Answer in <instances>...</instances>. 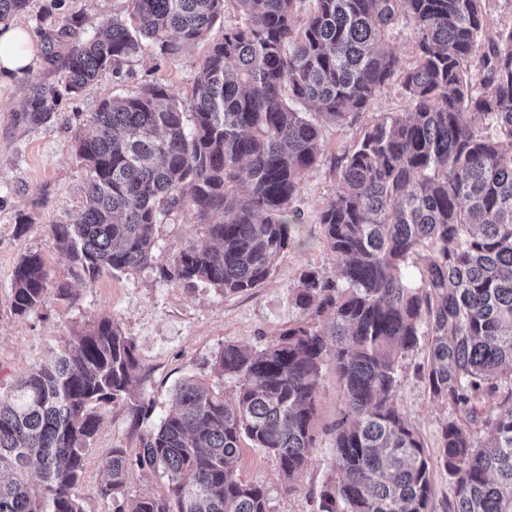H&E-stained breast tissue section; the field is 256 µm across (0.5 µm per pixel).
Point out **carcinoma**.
Segmentation results:
<instances>
[{"label": "carcinoma", "mask_w": 512, "mask_h": 512, "mask_svg": "<svg viewBox=\"0 0 512 512\" xmlns=\"http://www.w3.org/2000/svg\"><path fill=\"white\" fill-rule=\"evenodd\" d=\"M225 0H134L68 52L61 86L34 87L17 119L48 120L109 68L154 47L174 55L206 39ZM240 24L211 43L185 110L157 83L101 101L76 137L88 174L73 224L50 231L77 278L154 267L159 278L224 294L271 275L293 241L291 205L319 157L321 124L369 110L394 81L406 108L376 121L338 163L336 198L319 213L338 277L308 270L294 289L301 320L250 351L224 345L211 374L181 383L173 408L139 448L112 449L96 493L114 512H270L268 490L237 476L244 441L278 462L284 489L316 441L325 366L344 398L331 426L333 475L317 512H434L435 469L448 473L444 512H512V24L489 35L488 0H235ZM28 0H0V22ZM414 59L391 45L401 16ZM189 210L203 233L167 262L158 227ZM420 263L421 284L404 275ZM52 282L24 255L15 314L42 308ZM427 341L431 401L451 407L431 456L395 403L401 361ZM142 377L133 342L109 316L66 340L0 397V512H83L76 489L100 410L129 399ZM489 429L491 441L479 436ZM166 486L127 498L132 467ZM36 469L39 481L26 474Z\"/></svg>", "instance_id": "obj_1"}]
</instances>
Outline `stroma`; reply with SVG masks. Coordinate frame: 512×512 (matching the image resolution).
Instances as JSON below:
<instances>
[{
	"label": "stroma",
	"mask_w": 512,
	"mask_h": 512,
	"mask_svg": "<svg viewBox=\"0 0 512 512\" xmlns=\"http://www.w3.org/2000/svg\"><path fill=\"white\" fill-rule=\"evenodd\" d=\"M132 11V0H29L18 17L37 37L42 52L24 75L0 86V395L9 393L18 375L51 360L74 332L107 315L135 345L143 377L132 397L153 403L154 411L144 422L149 429L167 412L180 382L191 376L210 378L212 361L225 344L257 349L299 320L293 290L305 271L336 277V256L325 244L318 216L336 196L337 162L353 150L368 124L404 111L406 101L396 84L374 99L369 112L340 124H324L319 161L304 173L293 204L294 241L279 256L270 278L256 288L227 295L201 282L189 287L162 280L149 267L132 274L106 273L86 283L72 276L49 232L50 225L75 222L85 204L86 173L74 147L84 120L102 100L153 83L167 85L180 101H188L209 43L241 21L234 0H227L207 40L173 56L145 49L119 71L107 72L76 96L63 97L50 120L36 125L18 122L33 84H59L74 42L91 37L102 22L128 20ZM201 233L202 226L192 215L176 214L159 227L156 261L166 262ZM32 252L42 256L52 281L70 283L73 295L51 298L38 311L20 316L11 308L13 273L21 257ZM426 361L423 348L404 360L396 403L431 452L452 412L431 401L418 372ZM343 406L336 374L326 368L317 395V441L294 491L282 489L273 456L244 445L238 474L268 488L270 512H316L314 496L331 478L334 465L333 441L325 429ZM101 415L78 488L84 512H113L111 501L95 492L106 478L102 463L113 448L138 445L127 403L108 405Z\"/></svg>",
	"instance_id": "35a3bbf8"
}]
</instances>
